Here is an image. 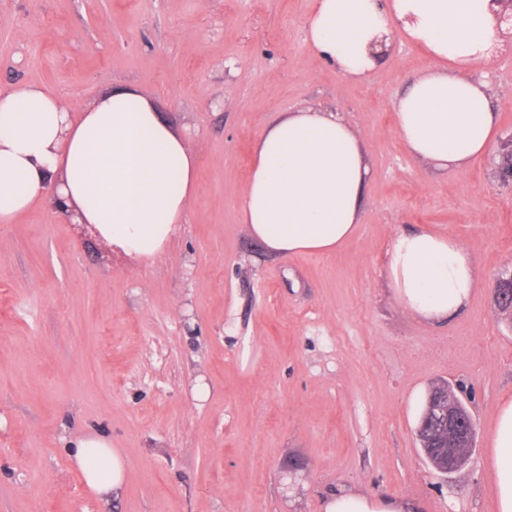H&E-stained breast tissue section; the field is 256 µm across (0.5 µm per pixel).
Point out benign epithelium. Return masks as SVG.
Listing matches in <instances>:
<instances>
[{
  "label": "benign epithelium",
  "instance_id": "obj_1",
  "mask_svg": "<svg viewBox=\"0 0 512 512\" xmlns=\"http://www.w3.org/2000/svg\"><path fill=\"white\" fill-rule=\"evenodd\" d=\"M495 303L499 310L512 315V274L498 281ZM431 391L440 393L434 402H427L421 419L438 428L441 446L432 449L428 461L441 474L458 470L468 460L475 442L472 417L462 401L447 384H437Z\"/></svg>",
  "mask_w": 512,
  "mask_h": 512
}]
</instances>
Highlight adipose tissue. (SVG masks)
<instances>
[{
    "instance_id": "adipose-tissue-1",
    "label": "adipose tissue",
    "mask_w": 512,
    "mask_h": 512,
    "mask_svg": "<svg viewBox=\"0 0 512 512\" xmlns=\"http://www.w3.org/2000/svg\"><path fill=\"white\" fill-rule=\"evenodd\" d=\"M305 29L311 52L351 80L382 63L394 31L426 52L429 67L393 102L395 131L412 157L459 172L494 145L495 97L480 74L500 42L490 0H312ZM195 171L187 138L136 89H112L79 110L36 84L0 93L1 224L13 223L51 188L62 217L92 225L119 251L150 259L182 223ZM368 174L360 140L339 115L288 113L255 141L240 221L270 252L331 253L354 234ZM387 270L398 303L428 320L453 316L478 285L461 243L426 230L393 239ZM68 446L91 491L107 495L123 484L125 465L109 439L82 436ZM487 465L498 512H512V393L500 400ZM324 512L413 507L341 488Z\"/></svg>"
}]
</instances>
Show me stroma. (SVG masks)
<instances>
[{"instance_id": "stroma-1", "label": "stroma", "mask_w": 512, "mask_h": 512, "mask_svg": "<svg viewBox=\"0 0 512 512\" xmlns=\"http://www.w3.org/2000/svg\"><path fill=\"white\" fill-rule=\"evenodd\" d=\"M310 0H0V92L39 84L78 108L139 90L190 141L196 191L150 260L113 252L49 202L0 224V512H323L344 487L417 512H496L486 468L512 390V189L495 153L452 174L410 157L392 102L425 69L394 42L367 80L314 59ZM489 79L512 135V39ZM336 112L369 166L361 219L335 252L271 253L239 210L257 135ZM456 238L480 273L433 323L397 303L402 232ZM445 382L476 423L460 470L423 459L416 426ZM105 433L127 469L91 494L68 440Z\"/></svg>"}]
</instances>
